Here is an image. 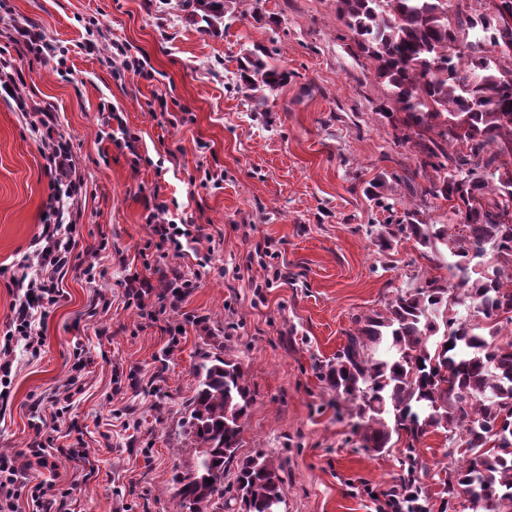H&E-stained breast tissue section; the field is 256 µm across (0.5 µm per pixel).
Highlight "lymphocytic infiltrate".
<instances>
[{
	"mask_svg": "<svg viewBox=\"0 0 512 512\" xmlns=\"http://www.w3.org/2000/svg\"><path fill=\"white\" fill-rule=\"evenodd\" d=\"M24 79L5 47H0V99L12 102L19 111H32L33 130L42 134L46 169L51 177V201L35 237L32 253L23 255L10 271L18 295L11 308L8 328L0 336V410L10 400L13 365L17 351L39 358L43 347L42 321L55 306L61 292L58 279L71 265L77 244L78 212L74 208L84 193L85 183L72 163L70 146L58 130V117L51 103H37L23 92ZM151 232L159 259L180 255L184 241L199 242L201 225L191 220H172L165 201L154 202L150 210Z\"/></svg>",
	"mask_w": 512,
	"mask_h": 512,
	"instance_id": "f902f5d3",
	"label": "lymphocytic infiltrate"
}]
</instances>
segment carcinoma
Instances as JSON below:
<instances>
[{
    "label": "carcinoma",
    "instance_id": "cac0c4a2",
    "mask_svg": "<svg viewBox=\"0 0 512 512\" xmlns=\"http://www.w3.org/2000/svg\"><path fill=\"white\" fill-rule=\"evenodd\" d=\"M227 0H186L192 12L219 20ZM346 26L398 110L397 142L413 143L419 167L433 177L420 190L451 203L446 224H427L406 208L394 220L386 181L367 193L389 212L375 245L414 239L430 277L398 292L381 312L354 321L347 343L321 378L351 403L365 447L383 451L405 440L409 487L420 496L426 463L417 451L438 429H460L468 448L448 449L466 465L448 471V500L466 487L486 512H512V0H488L474 14L467 0H337ZM483 29L485 37L475 34ZM268 50L241 58L245 89L262 103L288 80L267 65ZM453 262L444 264L445 257ZM190 429L201 467L180 480L179 508L224 512V472L236 463L237 512H281L282 463L270 454L236 457L250 392L242 366L218 354L195 368ZM211 482H206V479Z\"/></svg>",
    "mask_w": 512,
    "mask_h": 512
}]
</instances>
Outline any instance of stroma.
I'll return each mask as SVG.
<instances>
[{
	"label": "stroma",
	"mask_w": 512,
	"mask_h": 512,
	"mask_svg": "<svg viewBox=\"0 0 512 512\" xmlns=\"http://www.w3.org/2000/svg\"><path fill=\"white\" fill-rule=\"evenodd\" d=\"M40 24L65 52L30 60L11 44L13 21ZM131 45L156 71L154 81L113 79L107 50L88 52L87 31ZM8 47L25 93L51 103L86 184L77 209L76 260L100 248L94 281L69 270L60 302L43 323L37 360L18 353L11 403L0 415V454L24 465L38 420L32 404L64 384L84 361L79 389L54 444L80 455L39 477L70 489V512H173L180 480L194 471L188 404L204 355L241 363L252 402L238 457L269 453L286 463L283 512H375L368 491L402 474V444L377 453L363 446L352 406L320 379L346 342L354 318L383 310L427 269L414 240L379 250L370 226L387 214L365 193L386 177L391 196L410 203L427 184L410 146L395 144L403 118L374 77L336 0H231L209 31L182 0H0V46ZM288 81L254 107L238 61L256 47ZM163 97L176 123L145 104ZM122 111L147 161L100 138V106ZM32 118L0 100V269L28 252L51 195ZM224 174L202 185L205 170ZM173 204L212 233L169 257L196 286L176 308L162 309L172 274L154 270L146 222L154 199ZM271 241L288 279L255 296L263 270L249 263ZM143 282V318L125 290ZM104 303L89 311L88 297ZM448 435L430 433L419 448L431 512H444Z\"/></svg>",
	"instance_id": "35a3bbf8"
}]
</instances>
